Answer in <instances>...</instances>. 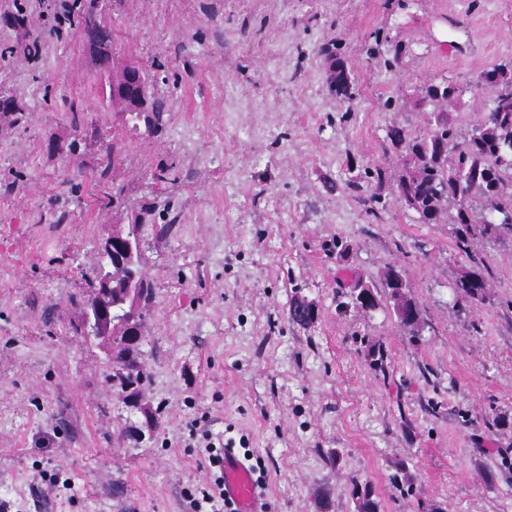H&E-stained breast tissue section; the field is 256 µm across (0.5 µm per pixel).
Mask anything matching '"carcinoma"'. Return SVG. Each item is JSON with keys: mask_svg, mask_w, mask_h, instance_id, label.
Here are the masks:
<instances>
[{"mask_svg": "<svg viewBox=\"0 0 512 512\" xmlns=\"http://www.w3.org/2000/svg\"><path fill=\"white\" fill-rule=\"evenodd\" d=\"M69 25L78 31L92 26L102 42L115 47V30L97 12L95 0H82L72 12ZM327 59L331 61L330 84L336 97L344 103L351 102L359 92L358 83L337 53L327 54ZM150 87V75L144 70L135 86V92L147 104L144 112L130 107L118 93L110 98L132 128L142 122L147 131L153 132L166 125L168 104L165 98L153 94ZM470 91L487 100L489 111L480 126L467 134L459 132L454 115L463 91L446 80L433 81L415 94L416 108L432 106L422 133L414 135L403 127H393L388 132L389 140L401 148L404 158L398 178L399 193L405 195L408 207L423 224L441 223L444 204L454 203L456 214L452 223L457 225L461 250L477 234L498 238L512 233V222H482L487 211L512 215V59L480 74ZM122 150V141L118 139L106 145L101 154L102 165L108 168L115 165ZM112 239V267L105 269L103 257H98L97 267L88 277L91 294L87 305L96 302L103 277H112V314L120 332L112 352V387L132 407L144 413L146 409L138 401L150 374L141 358V345L147 325L146 307L152 301L154 284L141 262L137 224H132L126 233L112 232ZM487 276L488 269L477 267L462 275L456 287L464 297L479 300L488 283ZM382 287L395 298L407 288V283L400 271L390 269ZM364 289L375 292V286L359 284L351 293L353 304L365 312L377 309V296L366 301L360 298ZM353 497L357 512H379V502L368 486L354 484Z\"/></svg>", "mask_w": 512, "mask_h": 512, "instance_id": "cac0c4a2", "label": "carcinoma"}]
</instances>
